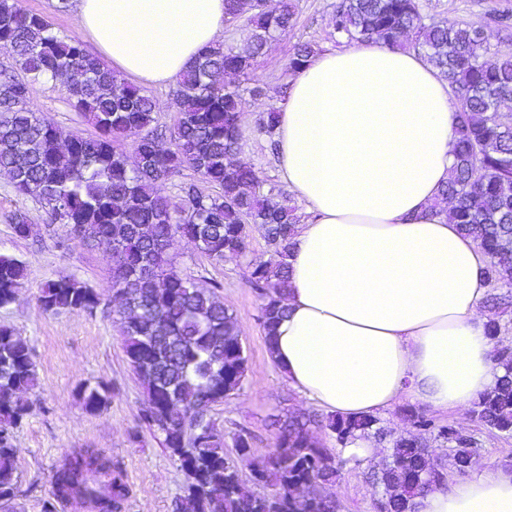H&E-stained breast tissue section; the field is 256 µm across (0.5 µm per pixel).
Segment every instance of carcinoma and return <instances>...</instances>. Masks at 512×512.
Listing matches in <instances>:
<instances>
[{
    "instance_id": "carcinoma-1",
    "label": "carcinoma",
    "mask_w": 512,
    "mask_h": 512,
    "mask_svg": "<svg viewBox=\"0 0 512 512\" xmlns=\"http://www.w3.org/2000/svg\"><path fill=\"white\" fill-rule=\"evenodd\" d=\"M250 10V35L239 52L214 44L177 77V120L170 136L158 131L153 98L127 82L83 42L53 31L48 17L17 10L0 0V51L24 77L0 71V174L15 191L40 203L48 221L67 227L71 238L91 241L112 252V291L124 301L119 312L125 353L143 382L148 406L142 423L163 437L162 444L185 475L183 494L173 512H338L326 492L336 482L335 456L315 441L314 415L275 418L280 451L252 458L251 436L235 438L239 457L250 460L249 480L224 455V436L211 421V404L240 389L247 358L236 319L215 293L199 288L171 267L168 250L180 238L193 241L210 260L245 252L248 227L261 226L269 258L251 272L262 291L260 321L273 335L288 288V263L298 206L280 189H263L253 166L231 161L239 149L243 96L233 79L247 74L268 42L288 33L296 20L295 0H225L227 20ZM336 33L390 48L422 52L465 97L456 113L455 163L442 195L453 199L449 222L474 238L488 256L485 274L502 289L485 303L498 309L512 304V127L496 112L512 98V56L482 60L486 43L479 24L424 22L419 0H340ZM314 49L302 43L288 63L293 70L309 61ZM63 85L75 111L93 125L90 136H63L54 124L28 108L36 83ZM271 107L260 124L271 150H277ZM131 142L135 164L121 148ZM193 169L218 192L194 183L180 186L172 203L156 186L183 168ZM26 276L24 263L0 254V308L13 303ZM46 312L93 313L96 291L73 278L47 281L39 296ZM502 370L494 386L476 401L471 413L484 425L512 434V349L493 352ZM37 382L27 341L0 326V506L13 509L19 476L14 430L30 414L25 394ZM85 408L103 410L107 388L81 389ZM418 433L388 438L373 416H330L326 426L344 446L372 437L386 460L373 474L383 488L381 512H419V498L441 486L444 473L425 444V435L449 444L456 464L476 453L470 436L441 426L423 413L411 414ZM276 487L273 494L247 484ZM52 500L80 503L92 512H119L126 486L113 475L112 459L97 448L67 453L52 476Z\"/></svg>"
}]
</instances>
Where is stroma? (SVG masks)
<instances>
[{
	"label": "stroma",
	"instance_id": "1",
	"mask_svg": "<svg viewBox=\"0 0 512 512\" xmlns=\"http://www.w3.org/2000/svg\"><path fill=\"white\" fill-rule=\"evenodd\" d=\"M338 0H296L297 22L286 34L269 43L247 76L240 80L246 90L243 109L242 159L250 162L264 186H282L278 159L271 155L258 120L272 106H282L284 86L289 80L288 60L295 44L309 41L317 51L348 46L347 38L335 30ZM425 18L478 23L488 36L483 58L492 62L512 55V27L505 29L499 16L512 15V0H420ZM260 87L261 95L249 90ZM30 108L58 126L63 134L88 136L91 125L70 106L63 87L50 83L31 89ZM24 210L33 226L31 235L15 236L10 217ZM0 253L21 259L27 278L14 302L0 308V325L13 329L31 346L38 383L28 398L32 410L14 433L19 482L16 501L21 512H45L51 499V475L65 453L76 448H97L111 457L128 494L122 512H172V502L182 492L185 477L161 436L140 422L147 403L143 383L132 372L125 355L123 337L116 322L112 297L113 258L94 244L69 239L67 229L49 223L35 201L19 196L7 177L0 175ZM266 242L258 227H251L246 252L215 263L186 239L177 240L169 252L172 267L180 275L204 288L214 289L236 318L248 368L240 390L215 403L211 419L224 436V454L241 473H248L246 460L238 457L234 440L248 432L253 437L255 457L276 448L274 416L304 411L299 393L293 389L267 354L260 323L263 298L250 281L253 263L268 259ZM72 277L95 289L101 304L93 313L44 312L38 302L46 281ZM106 384L111 390L108 406L88 413L81 400L85 384ZM435 425L448 426L477 441L476 460L488 472L503 470L512 462V435L480 423L469 408L445 411L426 409ZM382 459L364 457L344 460L340 476L330 491L340 512H377L376 487L368 472L380 470Z\"/></svg>",
	"mask_w": 512,
	"mask_h": 512
}]
</instances>
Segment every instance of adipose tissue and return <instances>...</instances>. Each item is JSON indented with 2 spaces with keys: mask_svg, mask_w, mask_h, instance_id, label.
Instances as JSON below:
<instances>
[{
  "mask_svg": "<svg viewBox=\"0 0 512 512\" xmlns=\"http://www.w3.org/2000/svg\"><path fill=\"white\" fill-rule=\"evenodd\" d=\"M76 24L119 71L162 84L223 31L224 0H78ZM452 99L422 56L369 43L290 78L279 170L305 217L268 349L305 403L345 417L403 399L445 410L495 383L487 259L431 211L454 164ZM420 512H512V473L474 469Z\"/></svg>",
  "mask_w": 512,
  "mask_h": 512,
  "instance_id": "ef3b65f1",
  "label": "adipose tissue"
}]
</instances>
